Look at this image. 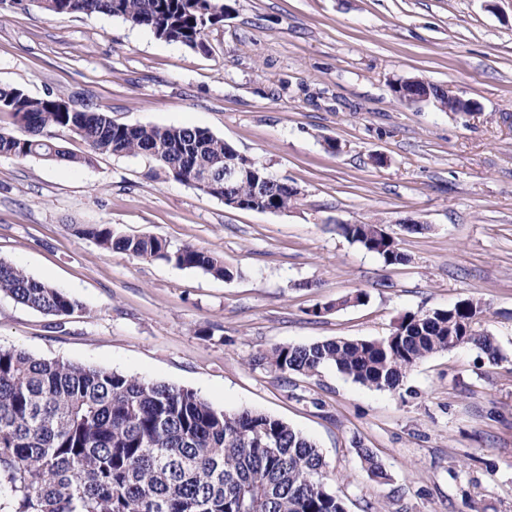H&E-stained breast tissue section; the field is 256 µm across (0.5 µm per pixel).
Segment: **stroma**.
<instances>
[{"label":"stroma","mask_w":512,"mask_h":512,"mask_svg":"<svg viewBox=\"0 0 512 512\" xmlns=\"http://www.w3.org/2000/svg\"><path fill=\"white\" fill-rule=\"evenodd\" d=\"M229 5L196 50L108 16L0 11V86L208 130L299 190L284 213L232 209L144 155L78 167L0 155V258L79 303L58 321L0 295V346L281 419L321 450L347 512H512V0ZM403 79L479 110L400 101ZM340 223L384 225L407 262L385 265ZM78 224L192 244L236 274L106 253ZM359 291L363 303L336 307ZM466 298L486 305L478 329L506 361L462 345L394 392L331 365L284 379L249 364L277 345L380 339ZM441 90H443L447 94L448 99L445 97V94L441 92ZM429 92L431 94L432 99L434 100L436 105L441 110H445V108H447L448 112H452L448 108V105L454 104V103L458 104V102L464 103L466 105V107L464 109H457L453 112H460L465 115H469L474 112H478V110H479V108L475 102L462 100L461 98L452 94L449 89H446L444 87H443V89H441V88H438L437 86H429Z\"/></svg>","instance_id":"1"}]
</instances>
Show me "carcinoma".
I'll return each instance as SVG.
<instances>
[{"mask_svg": "<svg viewBox=\"0 0 512 512\" xmlns=\"http://www.w3.org/2000/svg\"><path fill=\"white\" fill-rule=\"evenodd\" d=\"M48 15H106L196 49L224 20V0H32ZM65 95L33 98L0 86V113L17 132L0 131V154L81 166L96 155H148L172 177L224 199V164L241 170L231 195L260 211L284 212L299 191L271 179L266 167L211 132L188 126L126 125L103 109L63 106ZM79 137L77 154L53 131ZM336 231L390 265L407 256L375 224H338ZM77 233L105 252L124 251L202 269L230 279L232 269L207 251H174L150 236L130 237L110 224ZM0 293L45 315L62 317L78 304L51 284L0 259ZM485 308L464 299L448 309L406 314L382 339H330L282 345L252 359L282 375L314 374L333 365L344 377L378 390H397L423 359L455 348L476 349L489 364L504 359L495 338L477 330ZM357 454L374 478L387 477L374 451ZM0 506L7 512H346L328 484L316 444L284 421L250 411L217 410L195 392L101 367L38 358L0 347Z\"/></svg>", "mask_w": 512, "mask_h": 512, "instance_id": "1", "label": "carcinoma"}]
</instances>
